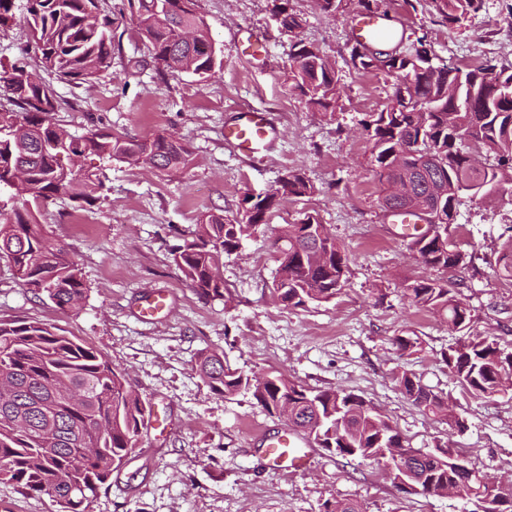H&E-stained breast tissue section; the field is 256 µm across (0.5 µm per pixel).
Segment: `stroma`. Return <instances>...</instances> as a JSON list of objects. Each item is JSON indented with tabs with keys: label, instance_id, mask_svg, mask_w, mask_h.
<instances>
[{
	"label": "stroma",
	"instance_id": "35a3bbf8",
	"mask_svg": "<svg viewBox=\"0 0 512 512\" xmlns=\"http://www.w3.org/2000/svg\"><path fill=\"white\" fill-rule=\"evenodd\" d=\"M120 39L112 67L90 84L53 82L66 102L54 121L76 136L101 129L144 139L165 134L192 152L187 168L170 175L86 154L79 165L104 188L90 203L61 197L39 222L78 263L86 293L62 311L23 288L0 258V321H39L104 355L155 414L167 418L163 438L143 429L124 466L94 497L91 512H320L336 500L363 512H465L462 500L399 489L378 465L316 449L302 472L274 471L262 459L261 433L285 429L250 395L214 394L197 370L200 355L222 354L246 373H281L308 390L359 396L379 409L412 447L462 449L493 481L512 485V390L478 398L450 377L444 354L455 346L444 319L415 306L407 284L454 280L471 314V331L512 345V281L496 257L512 226V200L463 199L448 230V247L473 255L456 275L425 265L381 206L384 188L372 173V143L361 122L381 111L392 77L356 70L347 45L358 0H343L336 15L316 0H289L299 15L298 38L332 61L339 78L334 115L311 111L288 79L295 39L282 33L273 0H198L223 67L202 81L160 75L135 34L126 0H104ZM386 25L402 34L401 50L426 39L437 64L512 67V0H484L482 9L448 30L427 0H381ZM267 36L259 50L237 39L241 28ZM270 113L282 131L267 158L237 154L224 141L235 112ZM289 171L301 173L314 195L284 203L269 230L224 256L223 298L203 299L183 279L173 251L199 215L236 213L245 193H260ZM317 214L347 256V282L328 302L276 303L275 226ZM95 229L78 233L72 223ZM163 290L170 308L158 321L139 319L146 294ZM418 336V351H400L398 336ZM417 377L449 400L463 430L423 413L399 390L400 373Z\"/></svg>",
	"mask_w": 512,
	"mask_h": 512
}]
</instances>
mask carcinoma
Masks as SVG:
<instances>
[{"instance_id":"carcinoma-1","label":"carcinoma","mask_w":512,"mask_h":512,"mask_svg":"<svg viewBox=\"0 0 512 512\" xmlns=\"http://www.w3.org/2000/svg\"><path fill=\"white\" fill-rule=\"evenodd\" d=\"M135 31L162 72L189 73L200 79L215 76L222 60L198 0H127ZM429 6L448 24L459 27L483 0H429ZM280 27L295 38L290 66L292 87L315 112H336L338 77L318 56V48L299 39L301 19L279 7ZM22 24L29 40L10 63L0 62V257L10 262L21 285L66 311L84 296L77 262L65 247L54 244L37 224L36 212L69 193L75 182L79 198L96 199L103 188L100 178L74 174L60 163L63 155L95 153L112 162L148 167L159 173L186 168L191 151L181 141L157 134L132 140L96 129L88 134L61 138L54 113L65 101L33 72L35 67L73 83H91L112 68V17L102 13L101 0H0V30ZM195 33L194 44L184 34ZM396 37L356 41L349 61L359 71H378L395 78L384 109L363 121L372 142L373 171L378 180L390 165L402 160L416 173L420 158L400 157L407 137L422 141L439 157L428 177L414 183L421 207L415 214L433 224L438 212L430 204L429 181L448 184L446 222L436 237L416 234L411 244L425 264L448 269L467 266L468 255L448 251V228L454 223L462 195L476 199L478 188H498L512 196V70L493 65L463 71L435 66L425 44L399 52L394 64L356 62L366 45L394 44ZM481 145L494 163L480 170L470 167L464 144ZM314 194L305 177L290 171L275 187L247 195L250 208L230 219L208 212L190 237L173 253V262L188 285L203 298L224 297L219 275L223 255L239 249L242 241L269 226L267 214L279 202ZM279 266L274 292L284 305L302 307L333 299L346 283V258L325 225L310 223L306 213L299 222L281 224L276 232ZM496 266L512 278V235L501 245ZM415 305L442 315L448 330L459 335L457 347L446 356L455 382L478 397L505 392L502 380L512 378V351L496 340L473 336L470 315L448 284L434 280L406 286ZM199 371L213 393L226 398L248 393L265 412L281 399L294 404L312 423L289 426L304 432L324 449L347 442L346 456L377 465L394 461L391 449H405V461L415 463V475L424 483L446 485L461 500L477 498L478 470L455 464V455H421V450L397 432L383 428L380 415L365 408L366 401L352 394L337 398L334 391H308L285 375H267L266 385L254 383L256 374L224 372V360L203 353ZM403 394L426 414H439L444 399L420 381L403 373L397 377ZM12 398L0 401V480L27 494L46 495L60 512H88L92 498L112 471L121 467L136 447L140 428L150 409L132 394L124 377L98 353L39 322H0V386Z\"/></svg>"}]
</instances>
